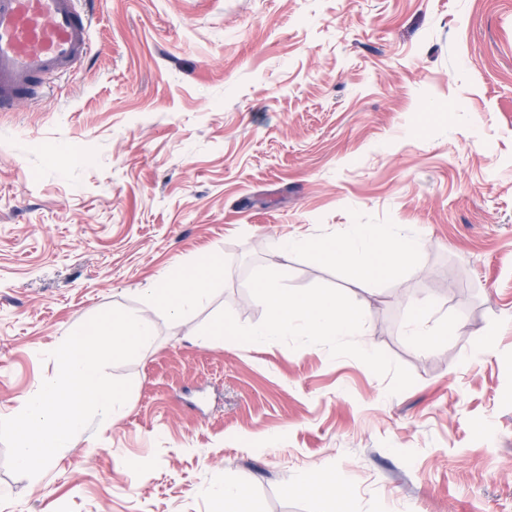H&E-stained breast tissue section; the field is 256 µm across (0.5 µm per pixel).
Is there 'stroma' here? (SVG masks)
Wrapping results in <instances>:
<instances>
[{"mask_svg": "<svg viewBox=\"0 0 512 512\" xmlns=\"http://www.w3.org/2000/svg\"><path fill=\"white\" fill-rule=\"evenodd\" d=\"M91 54L0 112V419L54 378L49 354L113 307L152 346L108 367L121 417L75 435L0 512H512V0H77ZM408 227L419 265L358 286L289 257L295 288L364 311L356 341L200 345L220 310L265 315L247 280L284 239L351 211ZM198 308L150 306L211 254ZM429 299L453 330H402ZM478 358H471V351ZM434 308L435 306L431 302L413 304L410 310V322L404 335L408 336L412 341L424 345L430 344L435 336H447L448 324H444L431 332H426L422 329Z\"/></svg>", "mask_w": 512, "mask_h": 512, "instance_id": "stroma-1", "label": "stroma"}]
</instances>
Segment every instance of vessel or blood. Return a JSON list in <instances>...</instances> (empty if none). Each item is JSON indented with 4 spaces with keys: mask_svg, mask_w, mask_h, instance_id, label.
<instances>
[{
    "mask_svg": "<svg viewBox=\"0 0 512 512\" xmlns=\"http://www.w3.org/2000/svg\"><path fill=\"white\" fill-rule=\"evenodd\" d=\"M75 0H0V112L15 110L40 76L68 70L91 50L90 15Z\"/></svg>",
    "mask_w": 512,
    "mask_h": 512,
    "instance_id": "obj_1",
    "label": "vessel or blood"
}]
</instances>
